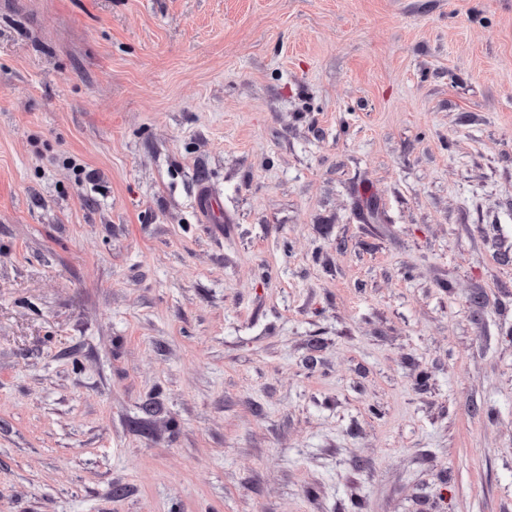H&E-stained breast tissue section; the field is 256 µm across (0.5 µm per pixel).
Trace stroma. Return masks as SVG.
<instances>
[{"mask_svg":"<svg viewBox=\"0 0 512 512\" xmlns=\"http://www.w3.org/2000/svg\"><path fill=\"white\" fill-rule=\"evenodd\" d=\"M0 512H512V0H0Z\"/></svg>","mask_w":512,"mask_h":512,"instance_id":"obj_1","label":"stroma"}]
</instances>
